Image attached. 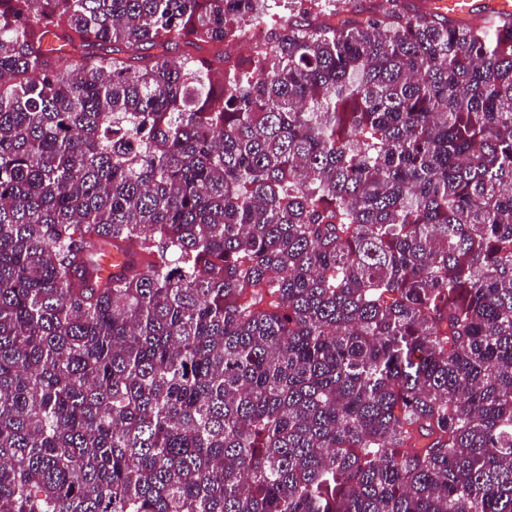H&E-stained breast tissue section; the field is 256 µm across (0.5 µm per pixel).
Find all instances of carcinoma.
<instances>
[{"label":"carcinoma","mask_w":512,"mask_h":512,"mask_svg":"<svg viewBox=\"0 0 512 512\" xmlns=\"http://www.w3.org/2000/svg\"><path fill=\"white\" fill-rule=\"evenodd\" d=\"M278 2L0 0V512H512V26Z\"/></svg>","instance_id":"cac0c4a2"}]
</instances>
